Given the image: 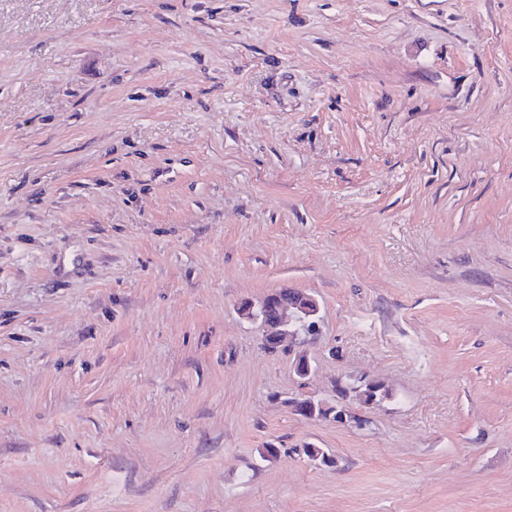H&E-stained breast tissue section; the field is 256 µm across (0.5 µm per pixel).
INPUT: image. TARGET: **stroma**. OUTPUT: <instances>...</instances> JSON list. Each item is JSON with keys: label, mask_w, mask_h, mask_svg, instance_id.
<instances>
[{"label": "stroma", "mask_w": 512, "mask_h": 512, "mask_svg": "<svg viewBox=\"0 0 512 512\" xmlns=\"http://www.w3.org/2000/svg\"><path fill=\"white\" fill-rule=\"evenodd\" d=\"M0 512H512V0H0ZM312 306L319 310L314 296L284 288L266 295L257 305L244 303L239 310L245 319L257 324L263 315L264 320L258 327L261 336L269 337L275 351L288 348L292 352L299 344L314 342L318 337V321L309 319ZM270 308L274 309V317L267 319L266 312ZM298 326L304 327L305 334L299 332ZM350 383L349 387L346 390L345 398H344V407L337 414L338 423L345 424L350 422L352 419H355V415H352V412L349 410L348 403L350 401H358L365 405L375 404L377 399H381L380 396H373L370 401L366 400V394L362 391L363 388H368L372 386L375 381L367 380L365 377H349Z\"/></svg>", "instance_id": "35a3bbf8"}]
</instances>
